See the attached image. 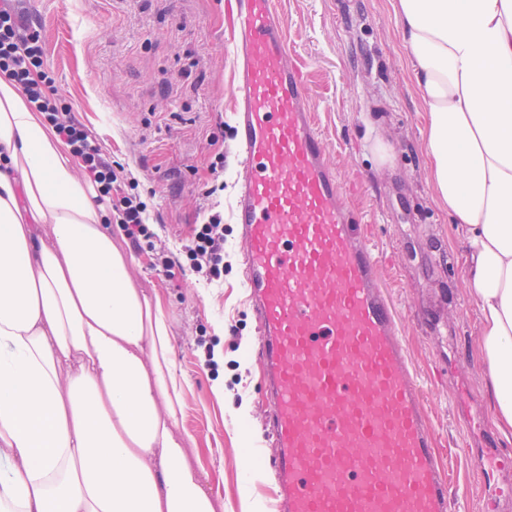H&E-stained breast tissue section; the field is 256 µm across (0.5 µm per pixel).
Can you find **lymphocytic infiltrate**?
<instances>
[{
	"mask_svg": "<svg viewBox=\"0 0 512 512\" xmlns=\"http://www.w3.org/2000/svg\"><path fill=\"white\" fill-rule=\"evenodd\" d=\"M0 72L12 77L37 112L72 145L84 174L97 185L101 198H110L112 185L123 171L122 165L105 158L96 141L75 120L45 64L38 30L23 23L18 14L9 9H0ZM115 211L135 249H154L156 234L148 224L147 205L140 195L123 196ZM184 255L191 270L206 281L223 277V214L213 210L205 216L194 238L185 246Z\"/></svg>",
	"mask_w": 512,
	"mask_h": 512,
	"instance_id": "obj_1",
	"label": "lymphocytic infiltrate"
}]
</instances>
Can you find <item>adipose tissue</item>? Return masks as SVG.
Here are the masks:
<instances>
[{"label": "adipose tissue", "instance_id": "adipose-tissue-1", "mask_svg": "<svg viewBox=\"0 0 512 512\" xmlns=\"http://www.w3.org/2000/svg\"><path fill=\"white\" fill-rule=\"evenodd\" d=\"M435 202L465 249L474 355L512 440V0H391ZM0 73V512H224L181 433L186 377L112 209Z\"/></svg>", "mask_w": 512, "mask_h": 512}]
</instances>
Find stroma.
<instances>
[{
	"label": "stroma",
	"instance_id": "1",
	"mask_svg": "<svg viewBox=\"0 0 512 512\" xmlns=\"http://www.w3.org/2000/svg\"><path fill=\"white\" fill-rule=\"evenodd\" d=\"M39 31L45 62L72 114L106 158L124 171L112 190L136 179L158 246L134 252L131 275L157 290L171 322L173 358L189 382L181 428L193 439L224 512L271 504L273 448L264 447L262 369L256 329L240 284L237 227L225 222L232 255L224 278L207 283L178 267L209 202L229 210L240 172L233 133L234 57L224 0H0ZM289 48L347 186L364 214L394 302L409 362L424 386L427 414L448 469L455 512H483L468 440L456 415L458 383L472 416L490 419L484 371L472 354L477 303L463 290L464 248L428 182L421 131L425 110L389 0H278ZM391 164L379 165L376 142ZM224 158L222 176L211 164ZM223 191H215L216 182ZM219 345L224 361L206 366ZM223 384L224 398L213 388ZM263 448L252 487L241 478L244 451Z\"/></svg>",
	"mask_w": 512,
	"mask_h": 512
}]
</instances>
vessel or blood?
<instances>
[{"mask_svg":"<svg viewBox=\"0 0 512 512\" xmlns=\"http://www.w3.org/2000/svg\"><path fill=\"white\" fill-rule=\"evenodd\" d=\"M241 282L258 324L272 512H451L379 262L288 48L277 0H225ZM483 512L512 501V452L476 455Z\"/></svg>","mask_w":512,"mask_h":512,"instance_id":"obj_1","label":"vessel or blood"}]
</instances>
